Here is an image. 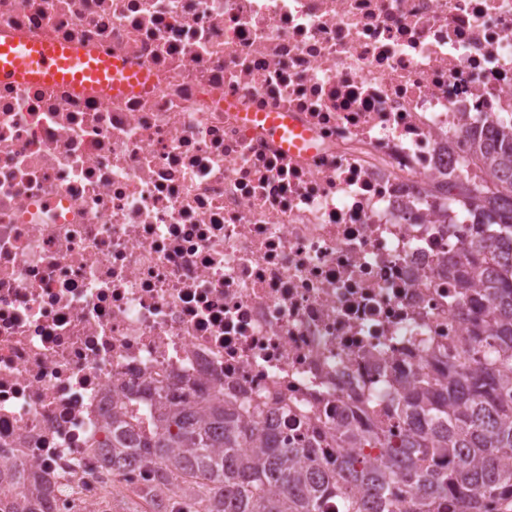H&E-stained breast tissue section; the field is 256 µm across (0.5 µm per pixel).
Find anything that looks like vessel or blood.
<instances>
[{
  "mask_svg": "<svg viewBox=\"0 0 512 512\" xmlns=\"http://www.w3.org/2000/svg\"><path fill=\"white\" fill-rule=\"evenodd\" d=\"M147 81L143 72L122 63L100 60L86 51L51 41L30 43L12 37L0 41V83L68 84L85 92L109 84L111 92L140 88ZM265 127L275 139H291L302 147L306 135L277 114L266 118Z\"/></svg>",
  "mask_w": 512,
  "mask_h": 512,
  "instance_id": "obj_1",
  "label": "vessel or blood"
}]
</instances>
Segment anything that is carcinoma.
I'll use <instances>...</instances> for the list:
<instances>
[{
	"label": "carcinoma",
	"mask_w": 512,
	"mask_h": 512,
	"mask_svg": "<svg viewBox=\"0 0 512 512\" xmlns=\"http://www.w3.org/2000/svg\"><path fill=\"white\" fill-rule=\"evenodd\" d=\"M471 155L480 173L436 192L473 206L458 288L487 306L470 311L478 333L448 352L445 375L420 376L384 420L336 428V446L376 454L328 461L260 424L258 405L214 397L192 408L158 391L145 418L112 413V473L135 462L158 512H492L491 502L512 512V118ZM47 492L35 481L0 512H43Z\"/></svg>",
	"instance_id": "obj_1"
}]
</instances>
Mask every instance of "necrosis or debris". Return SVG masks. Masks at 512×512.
Masks as SVG:
<instances>
[{"label": "necrosis or debris", "mask_w": 512, "mask_h": 512, "mask_svg": "<svg viewBox=\"0 0 512 512\" xmlns=\"http://www.w3.org/2000/svg\"><path fill=\"white\" fill-rule=\"evenodd\" d=\"M9 36L150 80L0 83V498L44 470L51 512H100L133 387L262 405L327 457L463 346L464 208L431 195L512 115V0H0ZM277 114V112H270V115L265 118V127L268 134L277 140H281L282 138L289 140L291 136H294L292 139L293 147H302L307 138L305 133L298 127L289 125L287 120L279 118Z\"/></svg>", "instance_id": "1"}]
</instances>
